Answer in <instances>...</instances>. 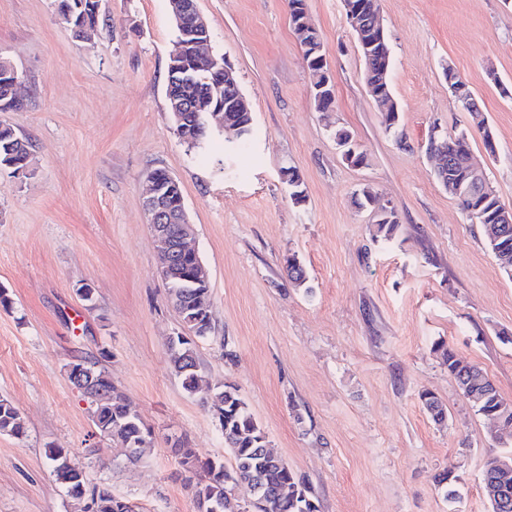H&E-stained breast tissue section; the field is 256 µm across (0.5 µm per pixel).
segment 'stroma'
<instances>
[{
	"label": "stroma",
	"instance_id": "35a3bbf8",
	"mask_svg": "<svg viewBox=\"0 0 512 512\" xmlns=\"http://www.w3.org/2000/svg\"><path fill=\"white\" fill-rule=\"evenodd\" d=\"M104 25L79 40L56 0H0V56L23 77V106L0 113L32 145L23 172L0 168V398L26 423L0 434V512H70L45 458L67 448L94 482L137 512H198L177 445L230 462L219 423L172 369L188 328L167 301L143 209L147 174L180 183L209 274L211 331L197 372L239 389L320 512H489L488 456L512 436L477 414L435 343L482 368L512 400V273H505L439 183L431 135L467 130L473 163L512 208V0H380L397 132L368 94L342 0H306L336 109L317 111L288 0H198L209 51L231 66L253 135L238 152L222 130L188 146L168 110L177 33L169 0H100ZM453 68L496 144L451 94ZM345 130L364 152L348 164ZM299 174L294 203L282 175ZM369 190L371 205L356 203ZM393 207L392 239L376 234ZM297 256L306 287L284 268ZM93 288L92 301L78 294ZM97 361L150 431L121 461L99 436L69 363ZM447 409L437 422L422 392ZM462 477L451 503L437 474Z\"/></svg>",
	"mask_w": 512,
	"mask_h": 512
}]
</instances>
